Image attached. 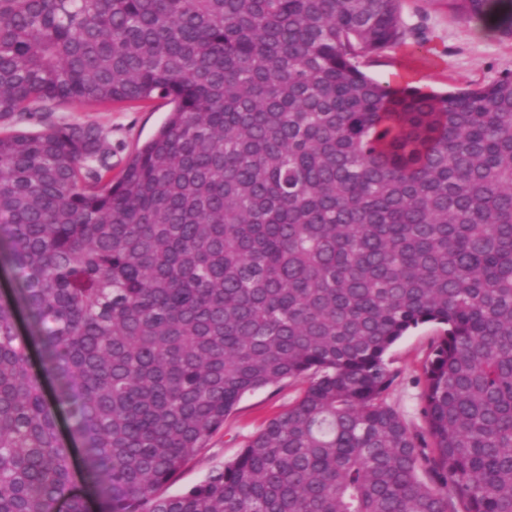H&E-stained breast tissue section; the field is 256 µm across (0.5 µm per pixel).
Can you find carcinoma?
I'll return each mask as SVG.
<instances>
[{
  "mask_svg": "<svg viewBox=\"0 0 512 512\" xmlns=\"http://www.w3.org/2000/svg\"><path fill=\"white\" fill-rule=\"evenodd\" d=\"M512 39V0H442ZM403 0H0V125L164 99L112 176L94 123L0 132V512H512V74L424 91L362 65ZM25 307L53 373L33 372ZM440 327L425 431L390 347ZM304 388L160 496L248 392Z\"/></svg>",
  "mask_w": 512,
  "mask_h": 512,
  "instance_id": "carcinoma-1",
  "label": "carcinoma"
}]
</instances>
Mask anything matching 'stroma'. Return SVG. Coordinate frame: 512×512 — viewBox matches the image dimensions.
Wrapping results in <instances>:
<instances>
[{"label":"stroma","mask_w":512,"mask_h":512,"mask_svg":"<svg viewBox=\"0 0 512 512\" xmlns=\"http://www.w3.org/2000/svg\"><path fill=\"white\" fill-rule=\"evenodd\" d=\"M403 19L410 30L406 44L385 49L364 65L365 72L379 81L444 91L481 86L512 73V40L474 32L450 16L437 0H405ZM170 110V104L162 99L99 111L75 102L60 107L50 120L92 122L109 131L112 164L118 169L157 131ZM438 333L436 325L419 326L401 338L386 356L396 375L387 401L418 428L423 425L419 378ZM302 389V382L287 380L245 394L225 419L223 429L188 462L174 483L164 487V494L187 491L211 470L233 461L266 421L288 408Z\"/></svg>","instance_id":"1"}]
</instances>
